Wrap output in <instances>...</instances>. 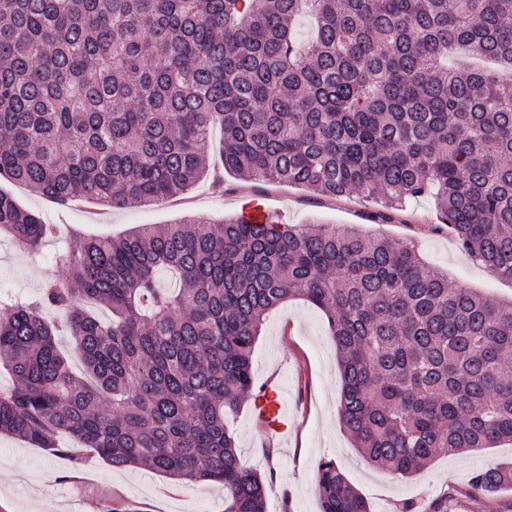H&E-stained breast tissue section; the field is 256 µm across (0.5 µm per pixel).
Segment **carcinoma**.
<instances>
[{"label":"carcinoma","instance_id":"obj_1","mask_svg":"<svg viewBox=\"0 0 512 512\" xmlns=\"http://www.w3.org/2000/svg\"><path fill=\"white\" fill-rule=\"evenodd\" d=\"M225 173L357 192L382 221L432 195L460 248L512 279V0H0V176L120 207ZM57 230L0 191V238L38 253ZM49 263L37 294L0 295V435L55 450L65 433L73 458L264 512L226 416L254 392L266 313L301 298L325 315L340 422L369 464L410 475L512 441V303L451 284L410 242L187 217L77 235ZM473 484L512 489V462ZM315 489L321 512H370L332 459Z\"/></svg>","mask_w":512,"mask_h":512}]
</instances>
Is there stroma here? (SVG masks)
<instances>
[{"mask_svg":"<svg viewBox=\"0 0 512 512\" xmlns=\"http://www.w3.org/2000/svg\"><path fill=\"white\" fill-rule=\"evenodd\" d=\"M0 190L60 233L39 254L0 240V290L36 293L52 277L49 255L67 248L73 231L108 235L139 224H169L187 215L213 221L240 215L248 202L264 205L283 223L354 224L398 241L415 244L428 266L447 271L452 284L496 301L512 302V280L500 277L461 250L441 224L433 197L411 200L389 222L374 223L378 204L359 193L326 199L294 186L237 180L224 176L157 204L112 207L81 202L61 210L56 201L36 195L6 178ZM256 383L277 377L284 388L295 428L287 440L268 447L252 414L251 401L227 417L242 463L266 478L265 512H320L315 492L317 465L335 460L372 512H393L396 503L416 506L445 499L448 512H512V490L489 493L472 483L475 471L512 461V443L476 453L440 456L422 470L401 477L370 466L353 448L339 414L341 375L336 349L323 313L293 300L269 312L251 354ZM0 512H224V490L210 483H177L144 469H115L94 453L74 462L63 452L0 438Z\"/></svg>","mask_w":512,"mask_h":512,"instance_id":"1","label":"stroma"}]
</instances>
